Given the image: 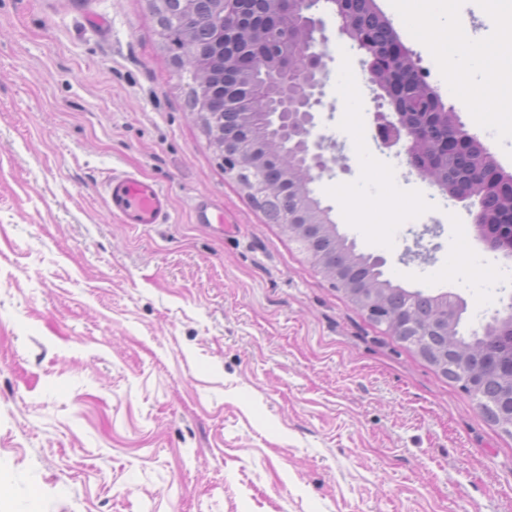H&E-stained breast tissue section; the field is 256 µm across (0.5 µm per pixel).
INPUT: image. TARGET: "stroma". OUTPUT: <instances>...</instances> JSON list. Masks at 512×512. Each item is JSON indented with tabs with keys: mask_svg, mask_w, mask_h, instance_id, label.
Returning <instances> with one entry per match:
<instances>
[{
	"mask_svg": "<svg viewBox=\"0 0 512 512\" xmlns=\"http://www.w3.org/2000/svg\"><path fill=\"white\" fill-rule=\"evenodd\" d=\"M446 107L512 174V112L449 94L445 61L375 0ZM315 115L342 166L315 184L383 276L463 306L512 303V255L469 203L379 147L376 86L345 129L360 53L325 18ZM149 0H0V512H512V435L372 323L224 173ZM153 179L167 223L133 228L100 188ZM206 196L232 232L193 220ZM398 212L355 224L349 201ZM466 240L473 274L448 258Z\"/></svg>",
	"mask_w": 512,
	"mask_h": 512,
	"instance_id": "1",
	"label": "stroma"
}]
</instances>
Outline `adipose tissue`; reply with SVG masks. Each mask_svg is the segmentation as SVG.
<instances>
[{"label":"adipose tissue","mask_w":512,"mask_h":512,"mask_svg":"<svg viewBox=\"0 0 512 512\" xmlns=\"http://www.w3.org/2000/svg\"><path fill=\"white\" fill-rule=\"evenodd\" d=\"M488 4L496 30L481 41L462 31L449 0H400L398 8L411 32L424 36L441 56L452 57L462 50L479 59V72L452 65L448 76L469 82L476 112L493 118L512 108V51L503 49L504 42H512V0H488Z\"/></svg>","instance_id":"1"}]
</instances>
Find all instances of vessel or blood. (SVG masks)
Instances as JSON below:
<instances>
[{"label": "vessel or blood", "mask_w": 512, "mask_h": 512, "mask_svg": "<svg viewBox=\"0 0 512 512\" xmlns=\"http://www.w3.org/2000/svg\"><path fill=\"white\" fill-rule=\"evenodd\" d=\"M106 205L112 215L132 226L162 224L169 218L170 198L155 182L129 172H110L103 183ZM194 217L199 224L225 223L223 207L206 197L195 201Z\"/></svg>", "instance_id": "b4317fda"}]
</instances>
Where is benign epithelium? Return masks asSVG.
<instances>
[{"label":"benign epithelium","instance_id":"benign-epithelium-1","mask_svg":"<svg viewBox=\"0 0 512 512\" xmlns=\"http://www.w3.org/2000/svg\"><path fill=\"white\" fill-rule=\"evenodd\" d=\"M245 2L246 0H175L176 9L168 11V16L182 26L189 21L205 23L209 21L211 14L221 18L205 48L196 49L189 43L185 45V53L178 62L179 68H186L196 74L225 70L236 55V27L225 25L224 20L245 17ZM321 2L329 7L330 13L340 19V33L363 55L369 78H374L381 69H396L408 57L403 48H395L387 56L379 55L369 39L354 24L345 0ZM262 25L269 33V39L278 41V50L272 54L262 50L261 59L266 66L253 76L251 82L235 98L224 97L219 86L204 80L197 82L193 91L196 100L195 112L206 126L216 128L218 118L227 108L243 113L248 120L256 121L262 126L259 133L249 130L244 138L234 143L214 146L215 152L224 161V173L237 178L251 198L260 196L262 192L266 167L271 164L282 167L280 156L265 147L268 137L276 139L284 151H294L298 161L308 168L311 178H320L331 171L328 158L323 154L322 140L314 133L313 112L315 107L321 105L326 68V54L316 51L317 44L324 42L325 37H316V34L322 33L323 24L316 15L314 0H266ZM293 27L301 30L308 40L306 68L294 80L297 95L292 99L285 96L271 105L265 96L268 76L288 82V68L296 55L295 42L289 37V31ZM448 119L460 130L459 135L448 141V148L458 152L479 148V141L463 130L456 113H448ZM376 136L381 145L388 149L400 146L409 164L418 172H423V159L417 152L419 133L408 125L403 112L393 108L388 114H379ZM481 173L478 193L482 198L497 196L501 194L504 185H512V174L504 172L485 151L482 152ZM473 224L490 249L512 254V228L498 226V218L494 212L478 206L473 213ZM281 229L290 240L297 242L305 250L311 266L318 268L322 258L312 250L310 243L319 236L336 233L337 225L330 216V208L315 204L305 187L290 183L288 208L284 210ZM380 287L381 284L375 281L355 286L354 298L362 311L387 327L393 324L401 331L415 328L410 316L391 319L378 310L377 296ZM438 311L439 316L435 319L436 331L442 336L454 335L462 309L457 305L450 309L443 303ZM466 363L465 355H448V366L457 372L462 387L474 396L479 385L470 377Z\"/></svg>","mask_w":512,"mask_h":512}]
</instances>
